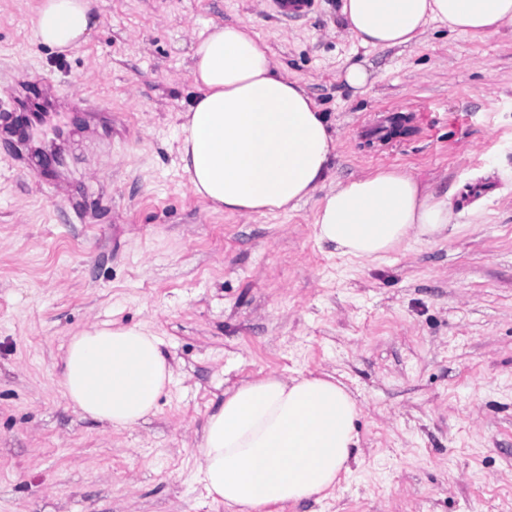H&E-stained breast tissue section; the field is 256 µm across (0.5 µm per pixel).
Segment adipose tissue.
<instances>
[{
    "label": "adipose tissue",
    "mask_w": 512,
    "mask_h": 512,
    "mask_svg": "<svg viewBox=\"0 0 512 512\" xmlns=\"http://www.w3.org/2000/svg\"><path fill=\"white\" fill-rule=\"evenodd\" d=\"M346 33L364 47L416 44L430 24L486 36L512 25V0H342ZM93 0H39L33 38L58 52L97 27ZM196 94L178 113L182 168L213 210L290 211L321 199L315 234L339 254L374 260L450 222L448 198L396 168L331 182L336 141L315 101L283 74L243 23L209 22L192 46ZM174 371L161 340L138 324H93L61 358L63 396L112 429L153 413ZM356 401L327 374H269L214 404L194 453L209 497L229 512L310 499L349 474L359 439Z\"/></svg>",
    "instance_id": "ef3b65f1"
}]
</instances>
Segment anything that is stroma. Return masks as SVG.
<instances>
[{"mask_svg":"<svg viewBox=\"0 0 512 512\" xmlns=\"http://www.w3.org/2000/svg\"><path fill=\"white\" fill-rule=\"evenodd\" d=\"M36 6L0 0V121L45 78L97 112L68 189L0 138V512H225L191 454L212 404L242 379L316 371L358 404L360 463L276 512H512V26L381 49L348 38L341 0L294 20L265 0H95L98 26L61 55L33 40ZM212 20L251 25L307 89L332 180L397 167L447 193V231L350 259L318 242L317 198L246 217L195 195L176 114ZM354 62L367 94L343 79ZM395 113L413 130L388 142ZM103 322L143 325L174 368L154 414L120 431L57 386L70 336ZM345 82L362 94L367 93L373 84L371 72L361 63L351 64L346 69Z\"/></svg>","mask_w":512,"mask_h":512,"instance_id":"35a3bbf8","label":"stroma"}]
</instances>
